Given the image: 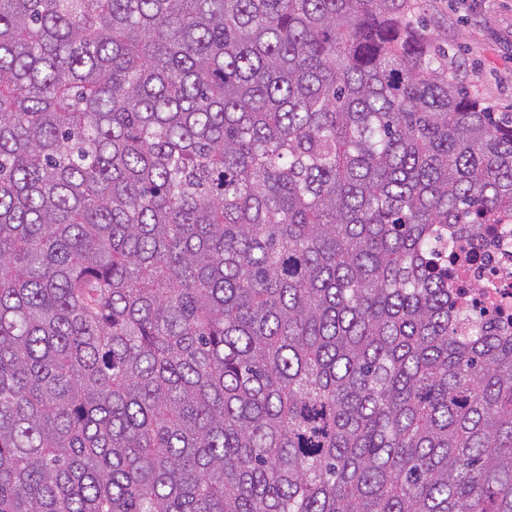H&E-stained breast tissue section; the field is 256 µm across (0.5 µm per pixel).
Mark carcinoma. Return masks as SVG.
Here are the masks:
<instances>
[{
  "label": "carcinoma",
  "mask_w": 512,
  "mask_h": 512,
  "mask_svg": "<svg viewBox=\"0 0 512 512\" xmlns=\"http://www.w3.org/2000/svg\"><path fill=\"white\" fill-rule=\"evenodd\" d=\"M411 0H0V512H512V112ZM496 232L489 237L467 236L464 224H453L451 236L459 238L464 252L459 257L476 255L459 275L462 295L457 305L477 299L485 306L496 307V324L500 330L512 331V224H492Z\"/></svg>",
  "instance_id": "carcinoma-1"
}]
</instances>
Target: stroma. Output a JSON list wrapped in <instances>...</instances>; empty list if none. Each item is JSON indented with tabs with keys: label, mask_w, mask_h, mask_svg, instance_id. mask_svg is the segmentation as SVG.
Wrapping results in <instances>:
<instances>
[{
	"label": "stroma",
	"mask_w": 512,
	"mask_h": 512,
	"mask_svg": "<svg viewBox=\"0 0 512 512\" xmlns=\"http://www.w3.org/2000/svg\"><path fill=\"white\" fill-rule=\"evenodd\" d=\"M425 34L461 62L468 90L495 111L512 110V0H414Z\"/></svg>",
	"instance_id": "35a3bbf8"
}]
</instances>
